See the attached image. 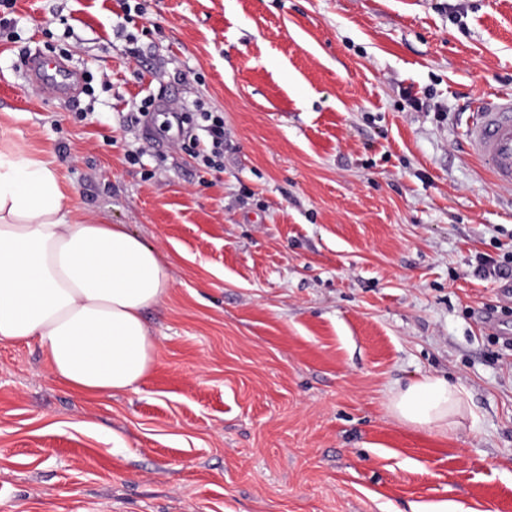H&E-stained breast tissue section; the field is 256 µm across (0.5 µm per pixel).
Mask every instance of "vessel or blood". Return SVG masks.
Masks as SVG:
<instances>
[{"instance_id": "b4317fda", "label": "vessel or blood", "mask_w": 512, "mask_h": 512, "mask_svg": "<svg viewBox=\"0 0 512 512\" xmlns=\"http://www.w3.org/2000/svg\"><path fill=\"white\" fill-rule=\"evenodd\" d=\"M29 79L67 94L72 76L61 65L39 59L29 64ZM465 149L490 174L494 182L512 187V96L496 95L474 102L465 130Z\"/></svg>"}]
</instances>
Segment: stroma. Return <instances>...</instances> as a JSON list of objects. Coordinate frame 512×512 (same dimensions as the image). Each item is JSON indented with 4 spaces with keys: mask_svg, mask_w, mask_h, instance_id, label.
Listing matches in <instances>:
<instances>
[{
    "mask_svg": "<svg viewBox=\"0 0 512 512\" xmlns=\"http://www.w3.org/2000/svg\"><path fill=\"white\" fill-rule=\"evenodd\" d=\"M138 2L16 0L0 39V153L172 276L136 390L0 342V512H512V187L464 152L512 92V0ZM169 98L223 115L220 166L127 122ZM425 376L466 393L453 432L391 413ZM29 79L32 83L48 86L55 94L65 95L72 88V76L61 65L34 59L29 63Z\"/></svg>",
    "mask_w": 512,
    "mask_h": 512,
    "instance_id": "obj_1",
    "label": "stroma"
}]
</instances>
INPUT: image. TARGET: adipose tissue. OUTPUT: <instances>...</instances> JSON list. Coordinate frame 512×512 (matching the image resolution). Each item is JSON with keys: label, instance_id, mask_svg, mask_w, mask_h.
I'll return each mask as SVG.
<instances>
[{"label": "adipose tissue", "instance_id": "obj_1", "mask_svg": "<svg viewBox=\"0 0 512 512\" xmlns=\"http://www.w3.org/2000/svg\"><path fill=\"white\" fill-rule=\"evenodd\" d=\"M44 162L0 153V341L38 340L56 379L85 395L127 392L156 360L143 319L172 283L168 262L123 224L76 219ZM465 393L426 377L398 390L403 423L451 430Z\"/></svg>", "mask_w": 512, "mask_h": 512}]
</instances>
